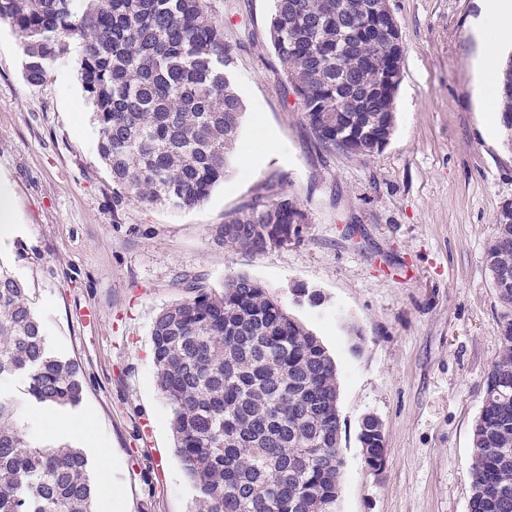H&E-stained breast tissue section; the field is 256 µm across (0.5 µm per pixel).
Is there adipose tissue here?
Returning <instances> with one entry per match:
<instances>
[{
  "instance_id": "obj_1",
  "label": "adipose tissue",
  "mask_w": 512,
  "mask_h": 512,
  "mask_svg": "<svg viewBox=\"0 0 512 512\" xmlns=\"http://www.w3.org/2000/svg\"><path fill=\"white\" fill-rule=\"evenodd\" d=\"M481 46L474 62L479 82L488 92H495L498 81L496 59L512 47V0H482V11L473 25Z\"/></svg>"
}]
</instances>
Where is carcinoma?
<instances>
[{
    "label": "carcinoma",
    "instance_id": "1",
    "mask_svg": "<svg viewBox=\"0 0 512 512\" xmlns=\"http://www.w3.org/2000/svg\"><path fill=\"white\" fill-rule=\"evenodd\" d=\"M271 47L284 89L319 144L371 156L391 140L402 40L383 0H273ZM0 23L22 39L24 77L42 85L73 43L94 106L101 160L120 201L190 209L236 163L245 106L233 56L208 0H0ZM500 126L512 150V55L501 82ZM306 215L275 195L224 217V246L265 252L298 236ZM485 253L498 300L501 356L487 376L472 430L468 512H512V201ZM155 316L157 385L171 411L175 455L195 512H336L344 461L337 364L321 340L258 280L219 288L195 281ZM297 301L320 293L293 285ZM21 375L27 396L76 406L77 362L56 355L29 291L0 263V379ZM375 416L359 426L362 451L385 455ZM83 450L33 441L21 404L0 394V512H94Z\"/></svg>",
    "mask_w": 512,
    "mask_h": 512
}]
</instances>
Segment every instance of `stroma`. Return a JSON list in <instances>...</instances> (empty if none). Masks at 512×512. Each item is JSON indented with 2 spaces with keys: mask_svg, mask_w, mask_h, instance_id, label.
Segmentation results:
<instances>
[{
  "mask_svg": "<svg viewBox=\"0 0 512 512\" xmlns=\"http://www.w3.org/2000/svg\"><path fill=\"white\" fill-rule=\"evenodd\" d=\"M389 3L404 46L396 127L359 160L322 148L283 93L271 0H209L246 114L234 170L191 209H114L78 50L33 87L19 35L0 24V179L17 217L0 233V263L28 288L51 348L85 375L74 408L28 400L20 377L0 380V393L21 401L35 441L82 448L92 473L108 470L95 512H190L150 331L183 298L181 279L214 287L237 273L271 289L336 358L338 512H467L472 429L501 354L485 253L512 201V150L473 70L480 0ZM272 190L305 211L297 239L266 252L215 241L225 215ZM296 284L319 290L323 306L296 307ZM368 415L384 429L378 472L358 441ZM86 417L93 440L63 427Z\"/></svg>",
  "mask_w": 512,
  "mask_h": 512,
  "instance_id": "35a3bbf8",
  "label": "stroma"
}]
</instances>
